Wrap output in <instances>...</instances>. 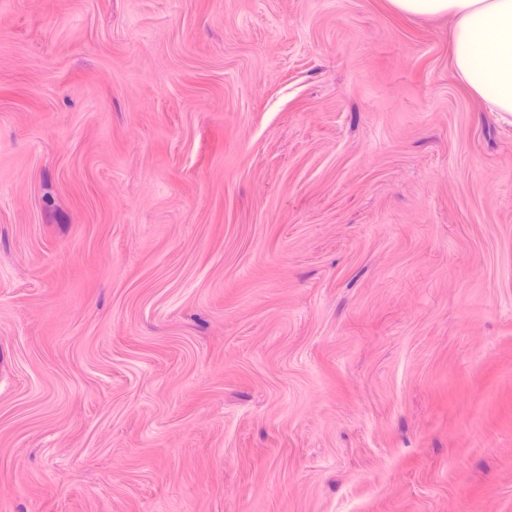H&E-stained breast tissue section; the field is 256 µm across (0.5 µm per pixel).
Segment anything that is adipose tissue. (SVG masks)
<instances>
[{
	"label": "adipose tissue",
	"mask_w": 512,
	"mask_h": 512,
	"mask_svg": "<svg viewBox=\"0 0 512 512\" xmlns=\"http://www.w3.org/2000/svg\"><path fill=\"white\" fill-rule=\"evenodd\" d=\"M398 11L454 18L453 64L489 109L512 115V0H390Z\"/></svg>",
	"instance_id": "adipose-tissue-1"
}]
</instances>
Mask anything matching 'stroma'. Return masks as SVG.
Masks as SVG:
<instances>
[{"label":"stroma","instance_id":"stroma-1","mask_svg":"<svg viewBox=\"0 0 512 512\" xmlns=\"http://www.w3.org/2000/svg\"><path fill=\"white\" fill-rule=\"evenodd\" d=\"M389 0H0V512H512V119Z\"/></svg>","mask_w":512,"mask_h":512}]
</instances>
